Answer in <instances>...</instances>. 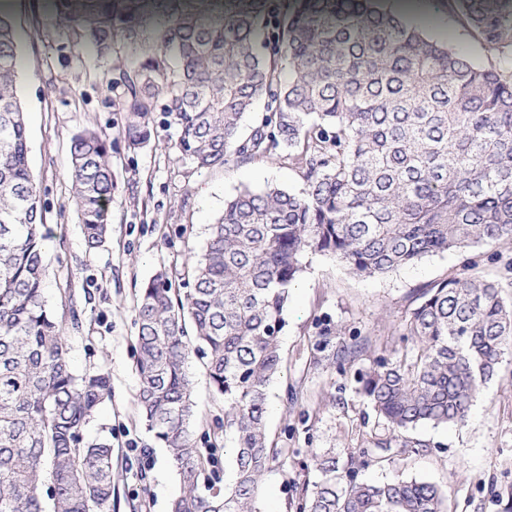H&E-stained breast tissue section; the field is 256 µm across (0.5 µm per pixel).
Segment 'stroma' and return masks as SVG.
Masks as SVG:
<instances>
[{"label": "stroma", "mask_w": 512, "mask_h": 512, "mask_svg": "<svg viewBox=\"0 0 512 512\" xmlns=\"http://www.w3.org/2000/svg\"><path fill=\"white\" fill-rule=\"evenodd\" d=\"M428 7L448 30L442 45L464 50L475 65L489 64L483 45L442 0H429ZM8 13L17 35L16 96L49 230L45 297L60 315L73 306L81 312V328L68 332L73 370L103 371L112 382V397L86 434L111 437L119 450L113 466L115 512H169L179 481L134 401L137 294L162 269L174 287H182L183 260L202 253L208 224L240 190L275 185L297 192L302 179L279 151L228 168L197 169L176 150V130L164 122L160 97L154 102L151 141L128 148L119 135L124 122L119 103L123 77L137 69L139 52L120 48L100 57L61 25L56 0H8ZM90 126L112 142L117 182L111 236L92 255L70 202L68 179L71 141ZM304 264L280 334L282 366L268 389V446L276 460L261 480L258 512H299L302 487L323 478L318 456L333 453L343 462L346 449L370 448L388 437L359 376L381 359L411 353L413 345L401 333L418 289L472 268L502 281L503 298L512 299V241L428 256L379 278L357 276L322 254L307 255ZM345 343L361 345L362 351L341 364L335 355ZM189 371L197 401L196 440L204 449L215 443L224 401L213 394L202 360L192 359ZM415 436L427 443L420 454L393 467L369 463L360 478L430 481L442 488L448 512H502L501 500L512 492V363H504L482 388L466 424L426 425Z\"/></svg>", "instance_id": "1"}]
</instances>
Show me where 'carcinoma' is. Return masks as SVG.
<instances>
[{
	"label": "carcinoma",
	"mask_w": 512,
	"mask_h": 512,
	"mask_svg": "<svg viewBox=\"0 0 512 512\" xmlns=\"http://www.w3.org/2000/svg\"><path fill=\"white\" fill-rule=\"evenodd\" d=\"M143 0H56L57 11L102 56L141 49L120 104V135L147 143L152 105L165 95L176 148L200 169L224 168L282 147L303 189H243L209 225L203 254L184 261L188 290L167 271L141 288L134 311L136 400L180 483L171 512H256L267 447V387L279 372L290 288L308 254L353 273L385 276L426 256L512 241V0H447L498 64L476 67L371 0H294L282 18L268 0H166L145 39ZM266 20L272 52L254 50ZM288 59L283 78L278 55ZM12 22L0 15V512H112L114 448L88 440L89 419L111 394L108 374H75L66 324L44 295V208L15 94ZM268 114L244 137L254 101ZM112 142L95 128L71 145V204L88 252L110 233L117 190ZM503 284L463 272L418 290L403 326L416 345L361 377L390 437L320 461L324 479L302 489L299 512H443L435 484L358 479L371 456L389 464L423 451V424L462 425L512 350ZM203 360L224 397L228 475L217 447L195 441L188 365Z\"/></svg>",
	"instance_id": "cac0c4a2"
}]
</instances>
